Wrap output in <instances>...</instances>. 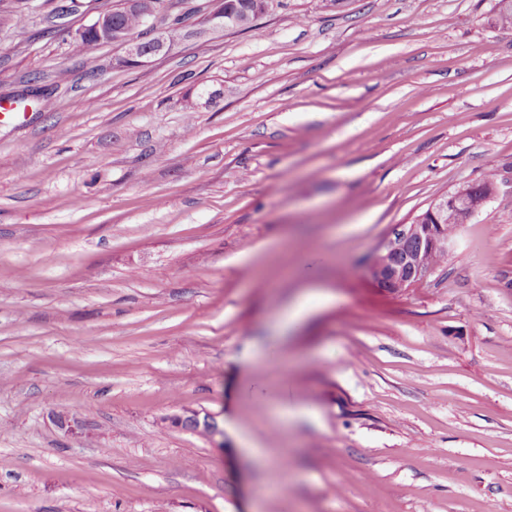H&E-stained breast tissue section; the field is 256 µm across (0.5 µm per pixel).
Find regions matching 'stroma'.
I'll return each mask as SVG.
<instances>
[{
  "label": "stroma",
  "mask_w": 512,
  "mask_h": 512,
  "mask_svg": "<svg viewBox=\"0 0 512 512\" xmlns=\"http://www.w3.org/2000/svg\"><path fill=\"white\" fill-rule=\"evenodd\" d=\"M120 2L0 0V512H512L497 0H273L135 68L73 40ZM488 180L447 264L370 278ZM496 189L494 183L487 185L485 189L478 192L479 198L472 203L462 201L452 194L438 198L427 210L428 223H422L424 219L422 216L414 224L406 225L378 247L368 266L371 278L383 288H389L394 292H400L428 279L436 270L427 266L425 262L433 267H440L447 261L455 242V236L448 235L455 234L457 226L473 217L492 198ZM444 224H447L445 231L448 235L443 232ZM410 237H417L420 240ZM423 240L427 242L430 249L435 251L430 250ZM403 243L404 251L421 253L425 262L420 255L401 254ZM310 294V292L301 294L292 305L285 307L281 317V322L284 326L295 325L314 310L309 301Z\"/></svg>",
  "instance_id": "35a3bbf8"
}]
</instances>
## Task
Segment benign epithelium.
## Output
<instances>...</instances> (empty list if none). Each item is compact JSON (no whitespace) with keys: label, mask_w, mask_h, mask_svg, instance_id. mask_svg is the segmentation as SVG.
<instances>
[{"label":"benign epithelium","mask_w":512,"mask_h":512,"mask_svg":"<svg viewBox=\"0 0 512 512\" xmlns=\"http://www.w3.org/2000/svg\"><path fill=\"white\" fill-rule=\"evenodd\" d=\"M146 0H127V7L141 13L145 28L150 30V38L134 37L123 28L112 23V8L106 7L96 11L91 22L78 30L75 39L88 42L106 40L118 44L124 49L122 62L143 66L160 54L171 50L176 41L184 36H199L202 31L183 32L180 27L167 29L156 28L157 13L145 6ZM210 10L206 24L211 29L234 27L237 24L235 14L224 0H209ZM496 192V185L491 183L479 191V198L469 202L462 201L452 194L438 198L427 210V223L417 219L415 223L405 226L384 241L372 256L368 272L378 284H384L394 292H400L411 285L428 279L434 269L427 266L417 254L402 252L404 241L417 237L427 242L429 248L443 253H450L455 237L443 232L444 225H460L473 217Z\"/></svg>","instance_id":"1"}]
</instances>
